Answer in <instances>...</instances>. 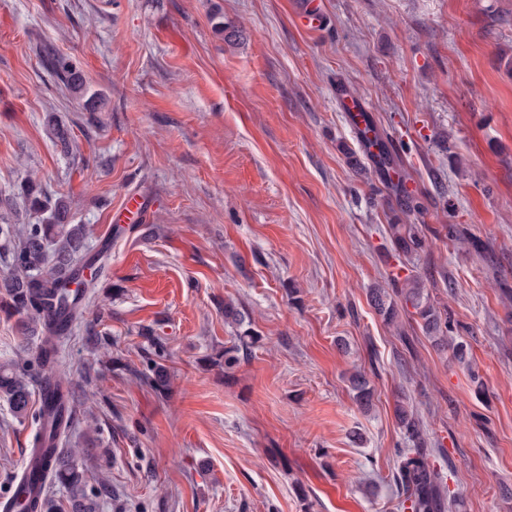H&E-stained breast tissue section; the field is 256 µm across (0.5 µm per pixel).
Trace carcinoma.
Here are the masks:
<instances>
[{"label":"carcinoma","mask_w":512,"mask_h":512,"mask_svg":"<svg viewBox=\"0 0 512 512\" xmlns=\"http://www.w3.org/2000/svg\"><path fill=\"white\" fill-rule=\"evenodd\" d=\"M44 64L58 82L88 112L87 123L95 125L96 113L105 108V99L93 91L83 71L70 58L55 53L44 54ZM46 127L53 143L69 153L72 134L58 116H46ZM23 208L27 219L18 218ZM392 249L411 257L424 247V239L413 224H391ZM102 253H91L87 225L74 223L72 200L63 194H51L36 180L29 178L19 191L0 195V311L17 317L22 335L38 339L35 351L26 350L16 358L0 362V398L6 400L13 417L32 418L36 424L33 447L48 448L46 466L48 482L44 487L40 512H61L63 505L50 493L59 487L67 494L69 512H100L103 489L97 494L86 490V479L75 456L85 448L64 451L58 444L67 440L74 429L70 392L56 379L58 355L64 335L84 318L88 305L96 300L99 278L84 280V271L103 269ZM399 297L415 310L422 331L441 350L448 347V318L420 288L416 278H393V288H374L369 301L375 312L392 325H398L399 312L394 297ZM256 336L245 334L238 344L215 354L212 362L224 363L227 369L238 361V353L246 351ZM147 368L139 371V379L156 394L169 390L166 366L144 356ZM55 382L57 399L42 403L31 411L33 382ZM348 383L358 406L367 411L373 404V390L366 374L355 371ZM396 417L405 429L411 448L398 449L397 482L401 485L409 512H453L457 499L448 497L444 476L427 459V435L420 421L406 406L396 407Z\"/></svg>","instance_id":"carcinoma-1"}]
</instances>
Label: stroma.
Here are the masks:
<instances>
[{
	"mask_svg": "<svg viewBox=\"0 0 512 512\" xmlns=\"http://www.w3.org/2000/svg\"><path fill=\"white\" fill-rule=\"evenodd\" d=\"M299 2L0 0V190L35 176L71 196L92 246L112 243L95 325L110 346L91 349L82 323L60 357L78 426L99 425L78 458L87 486L111 483L101 512H404L401 402L431 464L451 460L457 512H512V0H319L317 30ZM216 8L241 41L215 33ZM45 49L104 95L100 125ZM340 87L389 137L404 189L351 132ZM48 112L73 128V154ZM129 196L143 225L112 221ZM392 224L416 225L424 248L398 258ZM403 267L468 364L412 312L397 329L370 306ZM248 332L233 368L212 363ZM150 335L163 396L134 374ZM34 430L0 400V495ZM45 119L47 131L51 140L63 153L68 154L72 147V134L70 127L54 113H49ZM348 383L358 406L362 410L368 411L373 404V390L366 374L357 370L350 374Z\"/></svg>",
	"mask_w": 512,
	"mask_h": 512,
	"instance_id": "obj_1",
	"label": "stroma"
}]
</instances>
